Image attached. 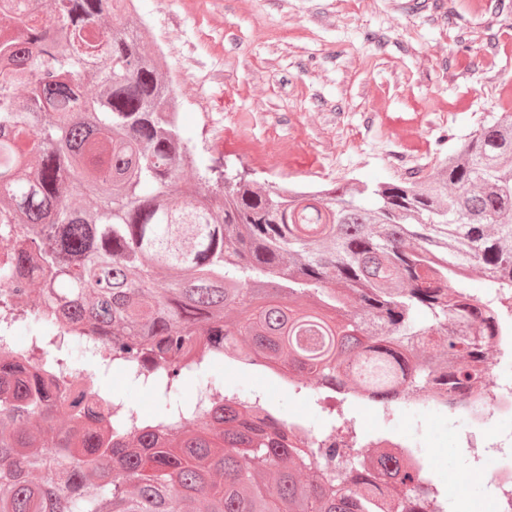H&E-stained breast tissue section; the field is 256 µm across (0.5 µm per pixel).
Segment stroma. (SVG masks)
<instances>
[{
    "label": "stroma",
    "instance_id": "1",
    "mask_svg": "<svg viewBox=\"0 0 512 512\" xmlns=\"http://www.w3.org/2000/svg\"><path fill=\"white\" fill-rule=\"evenodd\" d=\"M136 0L178 92L186 141L204 160L265 185L331 187L403 176L392 151L434 171L479 123L507 108L512 54L483 59L512 30V0ZM474 64L464 69L462 56ZM415 130L418 150L397 135ZM209 381L264 393L317 428L308 394L278 389L245 368L212 367ZM364 431L389 429L438 449L436 472L451 502L491 512L481 475L456 449L455 422L406 411L362 414Z\"/></svg>",
    "mask_w": 512,
    "mask_h": 512
}]
</instances>
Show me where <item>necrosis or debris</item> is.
I'll return each instance as SVG.
<instances>
[{
	"label": "necrosis or debris",
	"mask_w": 512,
	"mask_h": 512,
	"mask_svg": "<svg viewBox=\"0 0 512 512\" xmlns=\"http://www.w3.org/2000/svg\"><path fill=\"white\" fill-rule=\"evenodd\" d=\"M480 303L504 313L501 335L492 337L483 348L484 360L479 366L480 383L464 395H440L432 386L400 389L393 397L390 411L413 410L422 415L439 413L458 422V447L468 466H478L483 459H491L486 473L487 490L493 500L494 512H512V376H505L504 363L512 362V284L503 282L484 289ZM55 330L65 344L79 343L87 357L85 364H68L56 376L60 387L82 384L89 394L102 390L101 375L112 363L110 348L99 336L86 331H75L64 324ZM273 380L282 388L300 393L308 392L328 404L349 400L358 411L373 409L376 399L362 391L353 381L344 385L299 383L281 373H273ZM285 428L308 448H338L342 441L341 425L332 422L323 429H315L307 419L284 417ZM361 448L375 450L382 456H394L416 466L428 484H435L433 453L420 440L403 438L389 432L364 434Z\"/></svg>",
	"instance_id": "necrosis-or-debris-1"
}]
</instances>
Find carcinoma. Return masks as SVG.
Wrapping results in <instances>:
<instances>
[{
  "label": "carcinoma",
  "instance_id": "obj_1",
  "mask_svg": "<svg viewBox=\"0 0 512 512\" xmlns=\"http://www.w3.org/2000/svg\"><path fill=\"white\" fill-rule=\"evenodd\" d=\"M0 0V318L56 320L112 345L147 384L195 341L210 361L358 385L477 383L495 315L471 294L512 280V113L436 171L331 189L265 187L205 163L179 125L168 66L132 0ZM28 40L20 68L14 39ZM0 363V512H429L420 473L352 448H291L279 423L224 405L174 428L181 403L101 438Z\"/></svg>",
  "mask_w": 512,
  "mask_h": 512
}]
</instances>
